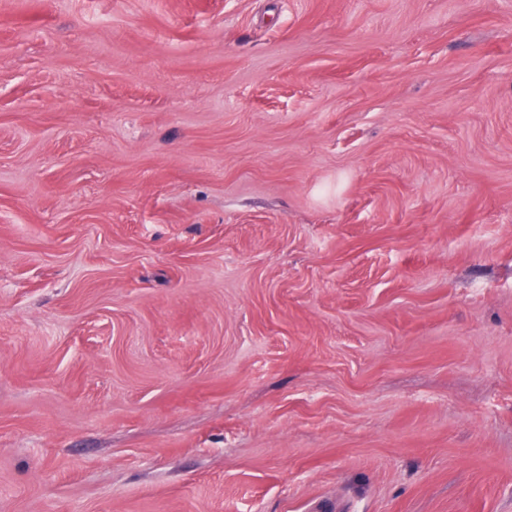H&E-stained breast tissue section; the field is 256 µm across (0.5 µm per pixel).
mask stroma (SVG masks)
I'll return each instance as SVG.
<instances>
[{
	"mask_svg": "<svg viewBox=\"0 0 512 512\" xmlns=\"http://www.w3.org/2000/svg\"><path fill=\"white\" fill-rule=\"evenodd\" d=\"M0 512H512V0H0Z\"/></svg>",
	"mask_w": 512,
	"mask_h": 512,
	"instance_id": "35a3bbf8",
	"label": "stroma"
}]
</instances>
